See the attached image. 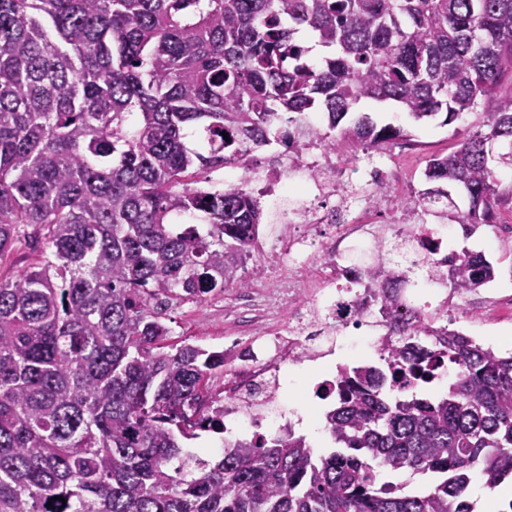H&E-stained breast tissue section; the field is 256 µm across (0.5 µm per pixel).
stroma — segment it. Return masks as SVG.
<instances>
[{
    "label": "stroma",
    "instance_id": "stroma-1",
    "mask_svg": "<svg viewBox=\"0 0 512 512\" xmlns=\"http://www.w3.org/2000/svg\"><path fill=\"white\" fill-rule=\"evenodd\" d=\"M357 110L370 114L382 124L392 122L405 125L411 135L410 140L396 141L387 149L393 163L401 171L398 182L392 187L393 198L398 203L412 192L426 189L423 177L426 158L432 154L446 155L455 150L463 134L476 129L480 121L479 113L475 112L448 126L440 125L435 120L411 123L394 108L370 102L358 105ZM261 208L262 222L254 251L261 270L246 276L249 287L263 298L262 309L253 320L258 328L286 320L293 307L309 299L312 285L320 278L319 269L323 262L321 254H310L302 274L297 275L289 266L287 257L272 255L271 248L284 228L280 220V207L270 200L262 202ZM494 210L492 226L480 227L471 238L463 237L459 225H451L448 244L485 252L496 268L495 287L512 289V202L496 203ZM238 297V289L228 288L224 293L212 295L199 303L170 299L163 314L171 330L170 344H192L210 351L230 345L238 336ZM460 327L464 334L474 337L484 346L502 353L512 351L511 309L490 307L472 318L461 320ZM333 369V364L315 363L303 371L288 370L282 379L285 407L314 413L316 405L311 395V380L319 372Z\"/></svg>",
    "mask_w": 512,
    "mask_h": 512
}]
</instances>
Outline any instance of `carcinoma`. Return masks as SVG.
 Masks as SVG:
<instances>
[{
    "mask_svg": "<svg viewBox=\"0 0 512 512\" xmlns=\"http://www.w3.org/2000/svg\"><path fill=\"white\" fill-rule=\"evenodd\" d=\"M332 53L313 64L314 47ZM512 0H0V260L26 239L35 266L0 276V512H473L474 475L512 479V352L422 311L399 310L408 272L440 261L410 240L365 277L396 341L379 367L336 381L316 454L287 429L186 449L224 433L208 382L224 352L164 344L152 301L244 288L262 210L246 180L203 187L254 151L317 140L372 157L409 138L365 115L393 101L449 125L485 100L479 129L425 160L410 212L448 211L466 234L494 219L512 171ZM323 114L313 124L309 114ZM461 189L460 209L450 188ZM206 229L199 228V223ZM459 292L495 279L483 252L451 250ZM436 337L427 349L423 337ZM435 398H403L442 359ZM430 475L418 491L389 475Z\"/></svg>",
    "mask_w": 512,
    "mask_h": 512,
    "instance_id": "cac0c4a2",
    "label": "carcinoma"
}]
</instances>
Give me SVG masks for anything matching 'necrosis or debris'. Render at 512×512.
Instances as JSON below:
<instances>
[{"mask_svg":"<svg viewBox=\"0 0 512 512\" xmlns=\"http://www.w3.org/2000/svg\"><path fill=\"white\" fill-rule=\"evenodd\" d=\"M292 178L314 201L283 212L284 223L303 225L304 232L289 236L282 251L301 263L307 249L318 248L325 268L310 303L296 307L287 325L254 337L248 347L225 348L224 363L232 374L220 397L224 401V432L230 440L251 436L261 421L270 433L288 426L280 383L284 367L314 363L358 346L364 349L359 357L364 363L367 350L388 340L387 334L367 331L366 318L358 312L360 303L371 302L372 289L349 291L337 287L336 282L356 275L354 267L339 262L342 244L361 245L383 234V227L366 223L365 218L371 209H391L393 199L387 188L397 181V169L376 163L364 181V193L351 196L345 191L349 172L337 167L335 152L310 145L297 152L287 149L279 153L275 166L258 177V190L262 196H274L287 190ZM321 224L337 225V237L322 240L317 232Z\"/></svg>","mask_w":512,"mask_h":512,"instance_id":"4bbe7bcc","label":"necrosis or debris"}]
</instances>
